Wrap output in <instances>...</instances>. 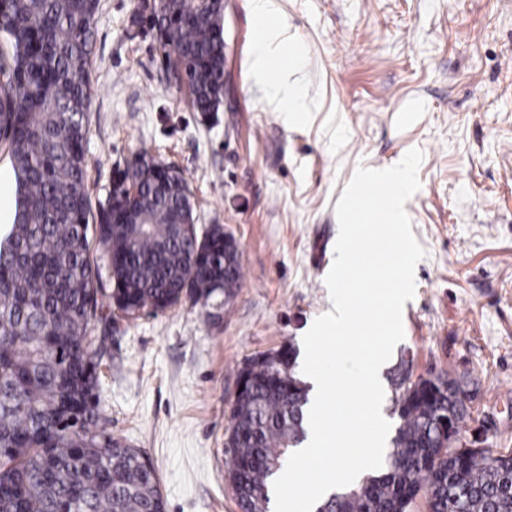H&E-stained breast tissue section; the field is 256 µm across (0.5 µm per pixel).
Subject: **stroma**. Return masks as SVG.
<instances>
[{
  "instance_id": "obj_1",
  "label": "stroma",
  "mask_w": 512,
  "mask_h": 512,
  "mask_svg": "<svg viewBox=\"0 0 512 512\" xmlns=\"http://www.w3.org/2000/svg\"><path fill=\"white\" fill-rule=\"evenodd\" d=\"M150 0H100L90 72L88 188L140 149L183 170L197 226L239 243L242 280L221 319L181 305L109 328L101 418L155 466L166 512H241L225 481L237 372L302 338L333 304L325 277L335 207L358 167L413 148L421 187L404 208L426 255L404 305V338L382 368L384 413L402 357L414 376H476L468 433L512 450V0H224V102L202 114L166 85L140 22ZM282 32L271 69L298 84L282 111L252 68L263 30Z\"/></svg>"
}]
</instances>
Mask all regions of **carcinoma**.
Segmentation results:
<instances>
[{
    "mask_svg": "<svg viewBox=\"0 0 512 512\" xmlns=\"http://www.w3.org/2000/svg\"><path fill=\"white\" fill-rule=\"evenodd\" d=\"M100 0H0V140L15 177L0 237V512H166L152 463L101 423L96 391L105 336L89 325L112 311L136 319L185 300L208 306L212 284L241 286L239 251L222 226L178 223L188 180L146 149L123 184L87 191L90 66ZM167 67L187 71L196 111L224 101L222 0H163L149 15ZM104 250L108 276L91 256ZM109 295L104 307L99 297ZM224 447L241 512H268V484L303 435L307 389L271 355L239 369ZM442 388L396 377L400 425L376 476L330 496L317 512H512V451L478 460L450 448L466 438L468 378Z\"/></svg>",
    "mask_w": 512,
    "mask_h": 512,
    "instance_id": "cac0c4a2",
    "label": "carcinoma"
}]
</instances>
